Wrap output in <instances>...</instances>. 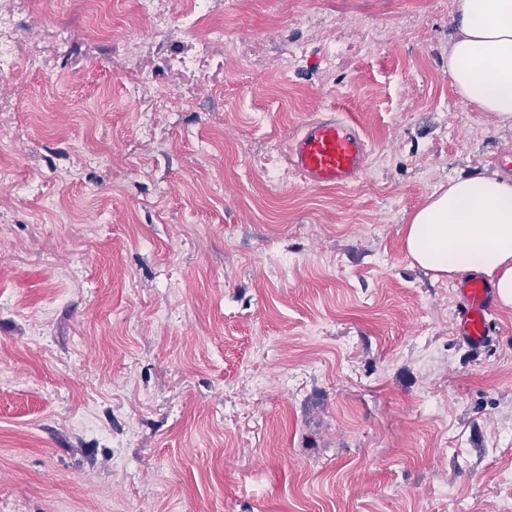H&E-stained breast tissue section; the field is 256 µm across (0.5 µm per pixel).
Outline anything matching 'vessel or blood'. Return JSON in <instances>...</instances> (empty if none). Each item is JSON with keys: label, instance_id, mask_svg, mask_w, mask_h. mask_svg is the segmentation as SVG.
Returning a JSON list of instances; mask_svg holds the SVG:
<instances>
[{"label": "vessel or blood", "instance_id": "vessel-or-blood-1", "mask_svg": "<svg viewBox=\"0 0 512 512\" xmlns=\"http://www.w3.org/2000/svg\"><path fill=\"white\" fill-rule=\"evenodd\" d=\"M371 150L351 114L336 112L309 119L287 143V163L305 186L346 187L368 167ZM456 325L474 351L482 350L489 336L488 317L494 310V289L472 274L455 284Z\"/></svg>", "mask_w": 512, "mask_h": 512}]
</instances>
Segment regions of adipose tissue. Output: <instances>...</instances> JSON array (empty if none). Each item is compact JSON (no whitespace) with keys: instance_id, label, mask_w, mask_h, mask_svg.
Wrapping results in <instances>:
<instances>
[{"instance_id":"adipose-tissue-1","label":"adipose tissue","mask_w":512,"mask_h":512,"mask_svg":"<svg viewBox=\"0 0 512 512\" xmlns=\"http://www.w3.org/2000/svg\"><path fill=\"white\" fill-rule=\"evenodd\" d=\"M456 33L448 76L461 102L512 126V0H454ZM412 261L441 278L488 277L500 306L512 309V179L476 174L449 181L405 224Z\"/></svg>"}]
</instances>
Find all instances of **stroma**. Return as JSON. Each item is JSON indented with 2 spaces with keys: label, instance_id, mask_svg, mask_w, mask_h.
<instances>
[{
  "label": "stroma",
  "instance_id": "35a3bbf8",
  "mask_svg": "<svg viewBox=\"0 0 512 512\" xmlns=\"http://www.w3.org/2000/svg\"><path fill=\"white\" fill-rule=\"evenodd\" d=\"M138 0L18 13L0 70V512H512V310L474 352L456 276L405 218L495 171L512 127L448 78L453 0ZM225 25L243 55L166 60ZM57 25L74 41L49 58ZM147 44L139 64L117 50ZM196 109L141 115L136 67ZM354 116L353 187L289 175L288 136ZM202 2L204 1L194 0L187 2V4L193 6V9L182 10L180 12L174 11L173 4L175 2L172 0H142L140 2V8L142 13L151 22L153 32L155 34H161L164 30L169 28L171 19L175 13L179 15L186 28H196L203 18V15H200L196 10L197 5Z\"/></svg>",
  "mask_w": 512,
  "mask_h": 512
}]
</instances>
